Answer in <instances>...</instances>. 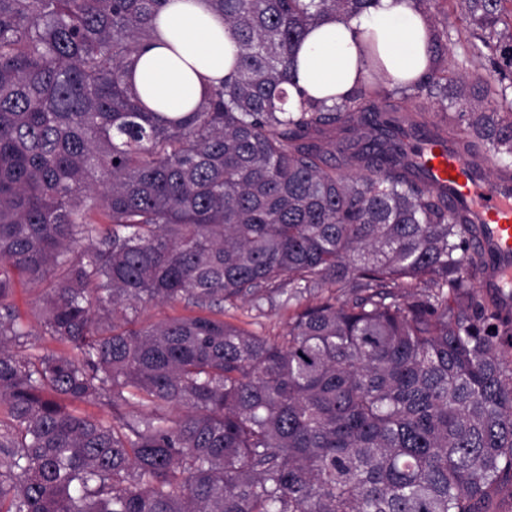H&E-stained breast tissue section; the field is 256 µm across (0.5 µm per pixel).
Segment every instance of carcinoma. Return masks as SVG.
<instances>
[{"instance_id":"cac0c4a2","label":"carcinoma","mask_w":512,"mask_h":512,"mask_svg":"<svg viewBox=\"0 0 512 512\" xmlns=\"http://www.w3.org/2000/svg\"><path fill=\"white\" fill-rule=\"evenodd\" d=\"M165 2L0 0V512H512V300L404 142L460 128L512 179V0H411L422 78L368 50L292 112L305 32L372 0H209L239 52L174 119L127 80ZM441 5L488 74L456 75ZM18 280L69 349L29 352ZM315 292L272 339L224 321ZM196 309L187 306L185 303L156 304L149 305L139 315L140 323H152L175 317L187 316L194 313Z\"/></svg>"}]
</instances>
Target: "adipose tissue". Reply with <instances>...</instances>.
Returning <instances> with one entry per match:
<instances>
[{"label":"adipose tissue","mask_w":512,"mask_h":512,"mask_svg":"<svg viewBox=\"0 0 512 512\" xmlns=\"http://www.w3.org/2000/svg\"><path fill=\"white\" fill-rule=\"evenodd\" d=\"M156 27L158 37L129 82L148 111L177 117L193 108L204 84L230 73L238 48L208 0H169ZM427 40V21L410 0H373L357 16L329 18L310 28L296 51L298 86L289 89L288 104L297 106L302 90L339 101L364 80L360 59L367 45L396 82L415 80L428 66Z\"/></svg>","instance_id":"ef3b65f1"}]
</instances>
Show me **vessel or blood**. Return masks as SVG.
I'll use <instances>...</instances> for the list:
<instances>
[{
    "label": "vessel or blood",
    "mask_w": 512,
    "mask_h": 512,
    "mask_svg": "<svg viewBox=\"0 0 512 512\" xmlns=\"http://www.w3.org/2000/svg\"><path fill=\"white\" fill-rule=\"evenodd\" d=\"M416 149L434 180L447 186L449 200L472 212L478 237L492 259L485 287H512V181L485 178L482 165L454 149L425 143Z\"/></svg>",
    "instance_id": "obj_1"
}]
</instances>
